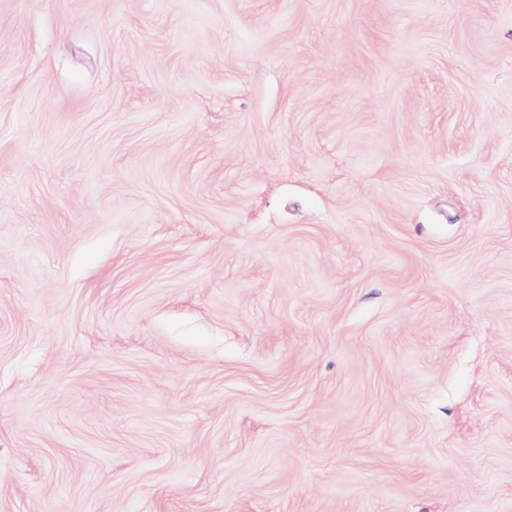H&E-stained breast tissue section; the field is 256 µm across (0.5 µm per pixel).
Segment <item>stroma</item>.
<instances>
[{
	"label": "stroma",
	"mask_w": 512,
	"mask_h": 512,
	"mask_svg": "<svg viewBox=\"0 0 512 512\" xmlns=\"http://www.w3.org/2000/svg\"><path fill=\"white\" fill-rule=\"evenodd\" d=\"M0 512H512V0H0Z\"/></svg>",
	"instance_id": "35a3bbf8"
}]
</instances>
